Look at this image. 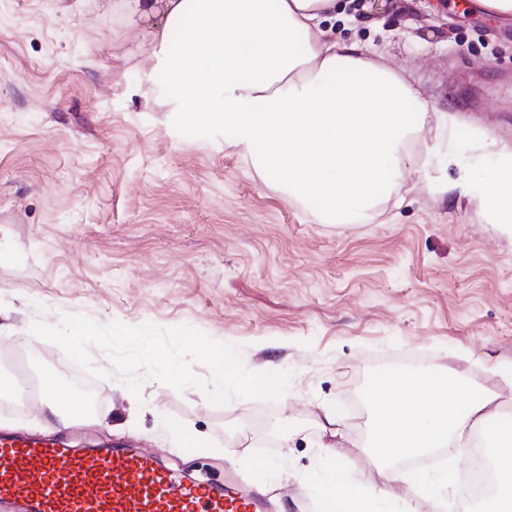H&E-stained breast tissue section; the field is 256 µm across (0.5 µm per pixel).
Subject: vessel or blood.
Segmentation results:
<instances>
[{"instance_id":"1","label":"vessel or blood","mask_w":512,"mask_h":512,"mask_svg":"<svg viewBox=\"0 0 512 512\" xmlns=\"http://www.w3.org/2000/svg\"><path fill=\"white\" fill-rule=\"evenodd\" d=\"M0 501L19 512H265L233 478H188L137 447L80 449L22 432L0 433Z\"/></svg>"}]
</instances>
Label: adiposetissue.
<instances>
[{
	"label": "adipose tissue",
	"instance_id": "adipose-tissue-1",
	"mask_svg": "<svg viewBox=\"0 0 512 512\" xmlns=\"http://www.w3.org/2000/svg\"><path fill=\"white\" fill-rule=\"evenodd\" d=\"M336 7L337 0H124L130 25L156 21L153 57L168 73L172 101L207 104L187 116L185 132L232 127L244 152L263 146L265 175L346 224L397 186L410 160L406 142L419 130L409 105L420 94L366 46L324 39L320 24ZM340 72L349 80H337ZM271 100L275 109H266ZM453 188L480 189L489 216L512 228L511 151ZM366 397L377 429L369 457L381 482L330 474L313 492L327 512H414L410 500L395 498L396 488L417 486L400 459L465 448L476 433L499 475L498 512H512V419L498 393L451 370L391 372Z\"/></svg>",
	"mask_w": 512,
	"mask_h": 512
}]
</instances>
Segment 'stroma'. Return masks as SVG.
I'll return each instance as SVG.
<instances>
[{
  "label": "stroma",
  "mask_w": 512,
  "mask_h": 512,
  "mask_svg": "<svg viewBox=\"0 0 512 512\" xmlns=\"http://www.w3.org/2000/svg\"><path fill=\"white\" fill-rule=\"evenodd\" d=\"M342 2L328 36L369 45L427 107L416 172L351 224L287 197L232 129L182 133L153 24L126 26L120 0H0V307L13 323L0 378L76 372L30 334L65 315L189 326L240 346L248 370L291 375L279 401L224 407L146 375L134 403L97 350L101 402L72 424L73 446H138L218 482L231 469L266 512H320L311 489L330 471L380 481L375 377L450 367L495 390L512 372V232L478 193L450 189L512 148V18L465 0ZM328 411L345 433L330 454ZM179 428L202 446H181ZM260 449L272 469L254 466Z\"/></svg>",
  "instance_id": "35a3bbf8"
}]
</instances>
